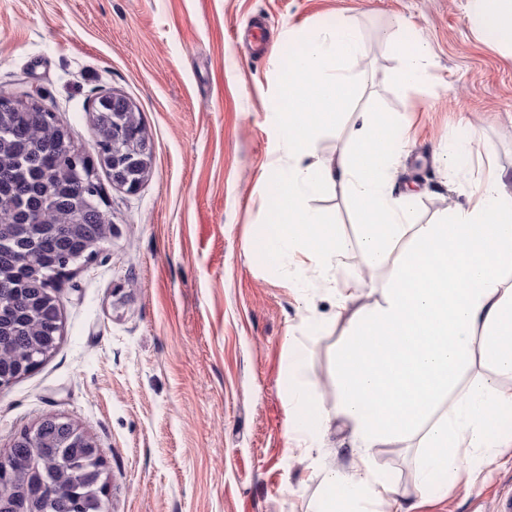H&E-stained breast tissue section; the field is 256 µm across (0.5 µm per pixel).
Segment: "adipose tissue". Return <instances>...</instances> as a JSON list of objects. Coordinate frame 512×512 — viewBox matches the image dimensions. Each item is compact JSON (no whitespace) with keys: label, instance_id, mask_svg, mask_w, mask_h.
<instances>
[{"label":"adipose tissue","instance_id":"obj_1","mask_svg":"<svg viewBox=\"0 0 512 512\" xmlns=\"http://www.w3.org/2000/svg\"><path fill=\"white\" fill-rule=\"evenodd\" d=\"M483 37L512 46V0H471ZM398 81L428 79V49L395 41ZM364 52L354 26L339 22L305 41L291 63L282 98L283 147L290 164L281 179L280 233L273 257L304 251L314 270L329 274L347 250L335 226L308 204L324 187H341L354 207L369 265L392 264L380 301L346 320L336 357V399L316 404L309 436L331 416L345 419L362 455L382 443L418 439L421 493L436 475L472 485L497 463L498 434L512 419V385L476 376L459 379L473 357L512 377V190L503 173L476 186L474 206H458L433 223H418L414 195L396 193L390 170L408 140L383 108L352 113L353 130L338 161L314 157L317 137L335 127L360 90L353 60ZM447 410H440V403ZM394 485L369 465L331 471L318 512H372L391 506Z\"/></svg>","mask_w":512,"mask_h":512}]
</instances>
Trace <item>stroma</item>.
Returning a JSON list of instances; mask_svg holds the SVG:
<instances>
[{"label":"stroma","mask_w":512,"mask_h":512,"mask_svg":"<svg viewBox=\"0 0 512 512\" xmlns=\"http://www.w3.org/2000/svg\"><path fill=\"white\" fill-rule=\"evenodd\" d=\"M430 49L424 86L398 85L381 34ZM345 20L362 33L363 91L409 130L392 168L417 218L466 203L498 170L512 177V49L486 42L469 0H0V94L53 102L74 148L95 152L92 115L111 93L136 106L152 164L136 192L95 174L112 240L55 290L57 349L0 390V457L42 417L71 419L100 449L107 512H316L323 479L363 467L351 430L317 438L289 395L336 397L349 308L379 300L390 268L367 271L341 187L309 204L349 242L332 280L303 253L277 261L264 231L289 165L277 114L289 45ZM470 148L446 170L448 142ZM412 512H497L512 466L423 496L415 441L375 448Z\"/></svg>","instance_id":"obj_1"}]
</instances>
